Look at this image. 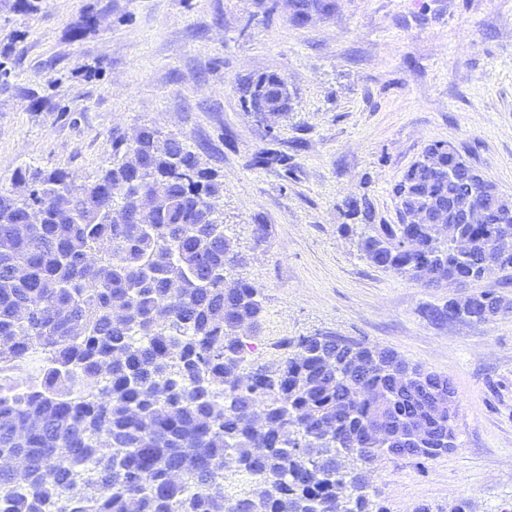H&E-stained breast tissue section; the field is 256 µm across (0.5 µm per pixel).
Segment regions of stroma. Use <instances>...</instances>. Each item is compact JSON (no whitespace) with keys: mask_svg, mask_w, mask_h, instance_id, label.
<instances>
[{"mask_svg":"<svg viewBox=\"0 0 512 512\" xmlns=\"http://www.w3.org/2000/svg\"><path fill=\"white\" fill-rule=\"evenodd\" d=\"M328 2L297 22L288 0H0V189L25 168L91 178L138 128L182 140L221 182L235 274L261 293L247 368L332 333L447 377L455 448L367 464L372 498L384 512H512V269L428 288L369 263L363 225L342 229L350 197L399 223L392 189L437 141L512 198V0ZM262 72L294 98L271 127L240 102ZM481 292L510 310L427 315Z\"/></svg>","mask_w":512,"mask_h":512,"instance_id":"obj_1","label":"stroma"}]
</instances>
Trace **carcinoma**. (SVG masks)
<instances>
[{
  "instance_id": "obj_1",
  "label": "carcinoma",
  "mask_w": 512,
  "mask_h": 512,
  "mask_svg": "<svg viewBox=\"0 0 512 512\" xmlns=\"http://www.w3.org/2000/svg\"><path fill=\"white\" fill-rule=\"evenodd\" d=\"M240 92L269 126L292 110L277 73L247 78ZM125 145L119 139L112 163L76 187L65 170L26 169L16 175L30 186L25 205L0 190V374L43 355L34 383L0 382V458L29 462L23 474L0 468V512H383L373 510L363 471L336 470V457L362 447L382 421L448 427V415L432 414L434 396L454 393L448 381L416 365L402 389L376 367L355 378L353 358L386 363L396 353L324 333L299 338L276 365L247 370L246 341L259 334L264 309L259 289L229 277L242 258L214 232L221 183L175 137L142 128L137 174ZM450 165L462 171L452 183ZM472 172L454 146L434 142L394 194L403 215L425 205L448 211L475 254H453L430 224L402 223L372 225L364 257L421 282V256L443 282L477 280L480 261L495 256L512 269V210L483 197L491 221L457 220L475 194ZM136 177L135 189L156 195L147 227L112 195V184ZM343 206L347 218L370 220L368 201ZM408 234L416 256L396 246ZM102 244L109 249L88 263ZM174 279L183 282L177 298ZM483 299L500 301L479 293L429 316L478 314ZM361 387L389 397L359 400ZM446 453L433 440L396 457ZM174 471L181 480H170Z\"/></svg>"
}]
</instances>
